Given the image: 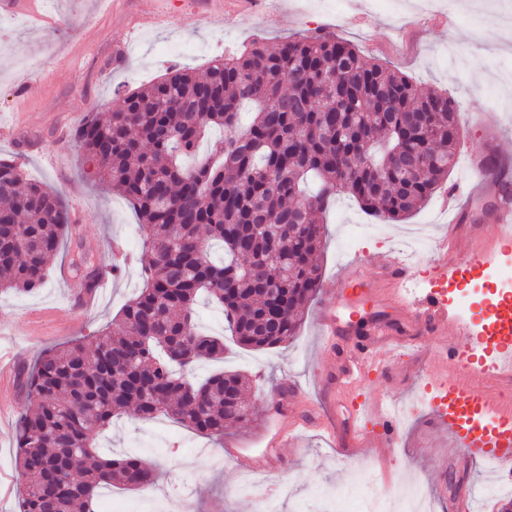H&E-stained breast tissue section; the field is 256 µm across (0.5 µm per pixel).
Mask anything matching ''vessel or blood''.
I'll return each instance as SVG.
<instances>
[{
  "label": "vessel or blood",
  "mask_w": 512,
  "mask_h": 512,
  "mask_svg": "<svg viewBox=\"0 0 512 512\" xmlns=\"http://www.w3.org/2000/svg\"><path fill=\"white\" fill-rule=\"evenodd\" d=\"M471 177L496 192V203L488 219L498 241L512 239V185L505 181V168L491 171L481 163L471 165ZM488 257L469 250L458 251L453 259L434 260L432 288L410 300L404 290L411 282L412 266L406 260L391 258L382 262L374 277H367L357 264L346 267L337 280L340 288L351 289L355 296L384 302L401 309L414 335H432L437 339L433 352L436 361L456 371V378L446 379L434 388L429 401L431 421L448 432L454 445L476 460H492L498 465L497 475L512 479V407L493 396V385L512 387V300L497 304L491 311V322L484 339L474 338L468 323L448 309L444 285L454 283L474 266L488 264ZM318 329L321 335L335 338L346 345L343 360L325 355L328 366H341L340 393L350 398L356 385L373 372H387L398 363V342L387 323L373 322L368 339L348 341L337 324L333 309H324ZM457 342H449V335ZM353 415L364 426L351 437V445L336 451L337 458L354 459L361 455L363 443L378 448L394 447L398 432L380 403H366L353 408ZM294 434L285 429L264 431L252 443L228 442L224 445L225 460L242 471H258L273 475L281 465L279 453Z\"/></svg>",
  "instance_id": "obj_1"
}]
</instances>
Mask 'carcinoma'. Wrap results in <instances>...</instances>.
<instances>
[{
  "mask_svg": "<svg viewBox=\"0 0 512 512\" xmlns=\"http://www.w3.org/2000/svg\"><path fill=\"white\" fill-rule=\"evenodd\" d=\"M459 112L448 92L317 34L272 49L256 42L201 75L171 68L127 92L122 108L88 115L74 144L137 214L143 287L115 326L42 350L21 373L20 512H95L105 488L153 487V463L96 449L131 407L211 437L249 421L245 377L198 380L195 364L222 358L229 342L257 350L295 337L322 285L316 215L346 195L385 223L406 219L448 180ZM214 127L224 138L198 156ZM1 214L0 293L35 291L69 233V209L0 160ZM213 240L224 246L220 265ZM203 293L224 312L222 336L196 329Z\"/></svg>",
  "mask_w": 512,
  "mask_h": 512,
  "instance_id": "carcinoma-1",
  "label": "carcinoma"
}]
</instances>
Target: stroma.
Here are the masks:
<instances>
[{
  "mask_svg": "<svg viewBox=\"0 0 512 512\" xmlns=\"http://www.w3.org/2000/svg\"><path fill=\"white\" fill-rule=\"evenodd\" d=\"M474 2L452 8L446 0H401L397 5L391 0H265L254 15L229 8L217 22L199 0H36L38 15H0V158L16 160L24 174L58 190L73 221V234L52 259L46 284L27 294L0 295V353L26 364L44 348L93 335L142 286L134 211L70 147L74 130L90 112L118 107L121 91L150 84L170 67L201 72L215 56L240 52L255 41L272 47L287 37L327 33L421 86L448 90L463 106V138L447 182L413 216L387 225L380 237L364 236L360 227L369 216L354 201L337 199L323 216L322 288L307 305L298 336L276 349L235 348L226 354L225 369L241 371L250 382L247 398L254 418L226 425L223 438L246 442L309 412L324 422L347 425V406L333 398L331 376L319 372L323 338L317 314L324 303L333 302L340 323L353 327L376 305L367 299L348 305L336 286L337 275L354 261L374 274L379 260L400 250L406 232L426 224L429 251L414 260L409 288L413 294L422 292L430 285V260L440 254L453 218L452 192L468 181L470 157L493 150L512 161V81L501 79L503 72H512V47L485 40L486 16L474 10ZM115 242L128 255L127 263L115 264ZM77 251L103 272L88 310L70 299L63 282L77 275ZM491 284L487 267L473 269L448 285V302L461 308L468 324L481 323ZM434 345V337H419L392 371L363 378L355 399L413 400L429 391L434 379L448 375L433 358ZM294 383L306 393L307 404L272 414L265 399L270 387ZM19 412L9 398H0V512H19L26 483L15 461ZM428 412V407L417 408L391 453L385 487L396 499L410 496L414 476L440 501L450 498L452 479L461 480L465 495L486 480L481 463L469 461L435 430ZM223 438L200 435L169 418L144 420L130 411L113 418L99 438V453L116 457L137 451L153 461L160 474L158 489L176 494L182 512H257L261 486L225 462ZM333 446L324 430L302 428L295 441L281 448L286 465L275 479L292 485L294 494L280 512H321V495L379 471L378 449L367 448L363 456L340 462Z\"/></svg>",
  "mask_w": 512,
  "mask_h": 512,
  "instance_id": "obj_1",
  "label": "stroma"
}]
</instances>
